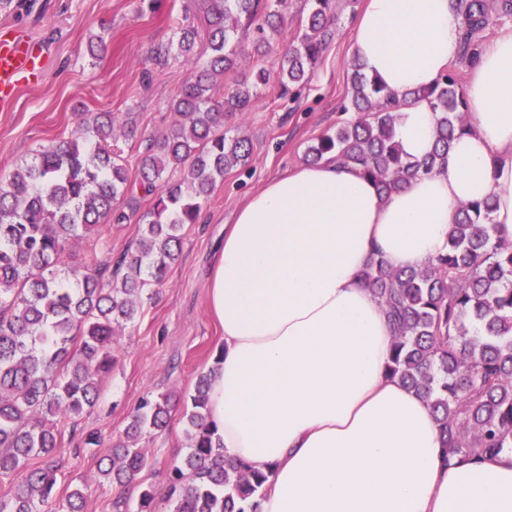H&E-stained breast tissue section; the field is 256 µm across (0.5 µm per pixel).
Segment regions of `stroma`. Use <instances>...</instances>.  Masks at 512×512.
<instances>
[{
  "label": "stroma",
  "mask_w": 512,
  "mask_h": 512,
  "mask_svg": "<svg viewBox=\"0 0 512 512\" xmlns=\"http://www.w3.org/2000/svg\"><path fill=\"white\" fill-rule=\"evenodd\" d=\"M26 0L0 5L5 25L42 42L47 66L42 80L21 86L13 111L0 112V170L9 172L37 150L69 139L80 127L82 114L132 113L133 133L120 137L118 147L129 166L138 162L142 138L169 132L178 117L170 102L187 80L191 67L170 51L166 64H157L158 48H168L172 26L184 22L203 27L205 0H157L145 8L142 0H36L38 9L26 13ZM357 8L343 5L334 37L309 82L296 98L281 97L277 85L259 87L244 116L228 125L252 143L247 165L225 172L197 223L183 229V251L166 276L157 299L145 304L133 326L114 339L115 364L103 386L102 398L84 417L81 434L72 439L57 486L65 501L78 486L86 488L85 512H114L116 491L103 482L97 464L123 437L130 415L147 393L169 394L174 403L167 428L143 435L152 463L140 475L139 486L125 491L136 501L140 485L164 489L173 464L185 452L182 413L199 373L215 364L222 342L221 328L208 306V278L212 261L224 244V225L234 211L266 179L304 163L311 141L345 120L342 106L348 94L353 56L350 39ZM104 33L105 48L90 55L88 43ZM106 252L91 253L73 246V263L91 265L107 255L134 251L138 223L104 227ZM100 436L98 446L84 448L83 431Z\"/></svg>",
  "instance_id": "stroma-1"
}]
</instances>
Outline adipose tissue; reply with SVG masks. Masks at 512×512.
Wrapping results in <instances>:
<instances>
[{
    "label": "adipose tissue",
    "instance_id": "obj_1",
    "mask_svg": "<svg viewBox=\"0 0 512 512\" xmlns=\"http://www.w3.org/2000/svg\"><path fill=\"white\" fill-rule=\"evenodd\" d=\"M461 0H362L353 56L400 103L404 157L433 150L438 114L402 102L462 52ZM471 129L448 161L381 195L327 158L267 180L224 227L209 307L224 330L209 408L232 461L270 464L261 512H512V452L444 460L428 402L386 375L393 329L363 279L374 257L443 254L460 204L493 198L512 242V30L483 44Z\"/></svg>",
    "mask_w": 512,
    "mask_h": 512
}]
</instances>
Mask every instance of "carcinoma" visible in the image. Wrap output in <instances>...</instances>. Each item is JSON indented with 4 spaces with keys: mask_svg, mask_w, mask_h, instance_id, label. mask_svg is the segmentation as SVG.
Segmentation results:
<instances>
[{
    "mask_svg": "<svg viewBox=\"0 0 512 512\" xmlns=\"http://www.w3.org/2000/svg\"><path fill=\"white\" fill-rule=\"evenodd\" d=\"M207 46L196 52L199 31L175 26L176 45L194 72L173 97L177 127L141 141L137 168L112 149L117 118L97 112L78 136L51 144L32 164L0 179V477L25 472L0 495V512H83L85 494L70 492L63 509L54 491L63 454L60 422L75 427L95 407L114 361L112 337L134 324L144 299L165 284L182 252V229L197 223L224 172L251 157L247 139L224 120L248 111L259 86L275 79L292 96L318 65L336 32L338 0H307L296 44L274 69L224 86L244 46L264 58L292 23L288 0H206ZM461 60L472 63L479 34L512 0H465ZM439 113L436 142L422 162L403 158L394 139L395 96L359 61L353 62L345 111L349 119L308 145L312 163L333 154L374 178L388 194L448 158L469 129L464 93L450 72L435 85L408 91ZM152 206L140 212L141 199ZM492 199L458 207L448 251L417 267L392 268L375 258L364 272L394 329L388 376L430 402L443 452L484 459L512 451V243L495 236ZM138 217L134 252L94 266L68 261L71 243L92 252L103 246L102 222ZM212 372L198 375L183 419L189 444L172 467L164 491L141 489L135 510L123 491L138 483L150 458L138 447L145 432L168 421L170 398H143L124 438L99 474L118 490L116 512H260L273 477L270 465H224V445L210 419ZM38 465H29L31 459Z\"/></svg>",
    "mask_w": 512,
    "mask_h": 512,
    "instance_id": "carcinoma-1",
    "label": "carcinoma"
}]
</instances>
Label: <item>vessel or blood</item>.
Listing matches in <instances>:
<instances>
[{
	"label": "vessel or blood",
	"instance_id": "b4317fda",
	"mask_svg": "<svg viewBox=\"0 0 512 512\" xmlns=\"http://www.w3.org/2000/svg\"><path fill=\"white\" fill-rule=\"evenodd\" d=\"M44 62V49L38 42L0 28V112L14 107L18 88L38 79Z\"/></svg>",
	"mask_w": 512,
	"mask_h": 512
}]
</instances>
